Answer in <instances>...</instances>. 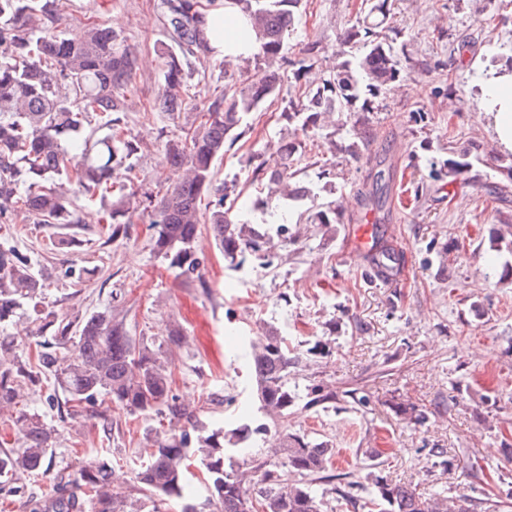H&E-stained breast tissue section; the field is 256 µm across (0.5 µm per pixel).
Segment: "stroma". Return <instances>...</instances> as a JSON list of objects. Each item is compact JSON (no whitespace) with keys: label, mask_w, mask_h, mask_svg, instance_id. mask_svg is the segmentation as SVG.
<instances>
[{"label":"stroma","mask_w":512,"mask_h":512,"mask_svg":"<svg viewBox=\"0 0 512 512\" xmlns=\"http://www.w3.org/2000/svg\"><path fill=\"white\" fill-rule=\"evenodd\" d=\"M367 10L365 0H302L296 29L285 48L286 64L272 102L250 113L244 133L225 146L218 177L256 200L254 169L271 172L293 125L288 103L299 86L319 84L347 48L340 33ZM59 30L79 36L85 25L106 23L140 52L136 93L126 113L131 134L144 142L138 165L154 191L166 190L177 170L163 159L166 139L196 127V114L223 92L227 80L218 57L205 72L186 74V108L176 115L142 113L164 84L165 60L155 44L163 38L160 0H65ZM389 32L409 57L399 79L373 98L370 130L360 160L342 148L353 141V117L324 116L318 137L303 140L295 156L296 179L312 184L319 201L337 199L345 221L312 224L297 241L274 240L270 259L248 258L235 268L218 250L209 225L197 248L206 258L209 294L177 281L151 248L145 224L131 240L104 243L94 207L82 224L18 222L9 239L50 276L48 308L82 315L108 307L110 291H127L131 335L161 338L169 322L183 326L188 342L170 348L173 392L196 405L219 395L224 404L204 413L209 427L249 425L248 447L230 449L235 459L272 456L275 431H261L267 417L255 396V376L244 351L267 327H277L289 345L308 351L291 373L299 395L309 385L336 389L329 408L296 406L280 422L289 432L335 448L332 471L352 473L354 504L337 500L325 485L327 512H364L373 494L366 480L367 456L388 480L418 492L468 495L474 512L487 498L512 512V474L498 480L504 454L512 450V178L502 164L493 122L479 110L480 84L492 55L512 52V0H392ZM319 41L311 69H303L302 47ZM468 47L458 55L459 44ZM476 147L478 178L451 177L440 165L449 149ZM334 164L333 191L318 178ZM371 214L380 242L400 260L392 279L374 273L372 259L357 250L352 224ZM73 236L74 246L43 252L48 239ZM99 266L109 283L93 277L73 286L65 272ZM327 353L310 354L314 344ZM28 410L54 427L53 473L21 474L27 496L49 493L53 474L75 475L83 462L105 454L116 486L131 484L148 430L158 419L115 409L110 423L74 419L27 391ZM409 412L398 416L400 405ZM479 462L486 478L472 477Z\"/></svg>","instance_id":"1"}]
</instances>
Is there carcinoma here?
Wrapping results in <instances>:
<instances>
[{
  "mask_svg": "<svg viewBox=\"0 0 512 512\" xmlns=\"http://www.w3.org/2000/svg\"><path fill=\"white\" fill-rule=\"evenodd\" d=\"M60 0H0V225L19 218L35 224H82V212L64 186L70 185L89 203H100L99 222L107 241L130 239L133 224L148 220L157 257L175 278L208 293L204 258L196 239L208 224L224 258L240 266L247 257L268 249L274 237L288 235V225L263 231L249 224L254 208L242 203L234 216L224 210L226 183L218 180L215 164L226 142H235L247 114L273 99L280 74L271 69L284 61L287 39L295 30L301 0H230L248 15L256 35L255 56L267 64L246 78L227 83L224 93L198 112L199 125L168 139L167 164L184 170L182 180L159 202L134 189L139 179L138 154L143 141L124 127L128 94L138 70L137 51L112 29L97 23L74 38L57 30ZM217 0H161L168 42L164 85L151 105L154 112L182 111L185 70L207 62L204 17ZM390 0H373L368 12L344 29L343 41L352 49L315 88L307 87L291 102L288 122L303 135L315 134L324 112H355V141L344 152L358 160L372 111L371 99L395 82L401 59L389 40ZM301 147L292 139L281 146L283 163L265 181L268 191L287 203L313 196L308 186H293L290 164ZM211 197L209 213L201 199ZM341 224L336 202L308 211L297 223ZM46 288L43 272L31 258L0 239V404L16 403L29 386H47L49 407L64 399L73 418L107 420L110 406L130 415L162 417L169 429L154 434L147 458L128 489L112 485L111 467L103 457L87 460L76 477L53 482L50 495L28 500L29 512H166V505L184 496L190 457H197L209 491L211 512H325L324 497L312 489L327 475L335 449L303 435L284 433L283 461L273 464L252 456L225 461L227 446L244 442L245 425L210 429L200 420L205 405L179 402L171 387L166 345L186 343L183 329L171 325L158 342L130 335L126 298L84 316H68L38 308ZM27 320L26 335L39 338L35 347L16 351L10 329ZM304 354L288 347L277 329L265 331L253 345L256 395L272 424L297 404L289 385L292 370ZM336 402V392L320 385L308 389L305 407ZM13 425L18 447L0 448V490L25 496L15 483L21 473L52 468L49 449L53 429L42 415L16 411ZM374 512H473L464 494L425 497L416 488L375 475Z\"/></svg>",
  "mask_w": 512,
  "mask_h": 512,
  "instance_id": "1",
  "label": "carcinoma"
}]
</instances>
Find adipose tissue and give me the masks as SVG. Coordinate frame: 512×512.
I'll list each match as a JSON object with an SVG mask.
<instances>
[{"label":"adipose tissue","instance_id":"1","mask_svg":"<svg viewBox=\"0 0 512 512\" xmlns=\"http://www.w3.org/2000/svg\"><path fill=\"white\" fill-rule=\"evenodd\" d=\"M205 31L212 54L248 57L256 50V39L244 12L235 5L210 10ZM487 101L483 107L494 121L499 145L512 150V75H496L486 82Z\"/></svg>","mask_w":512,"mask_h":512}]
</instances>
